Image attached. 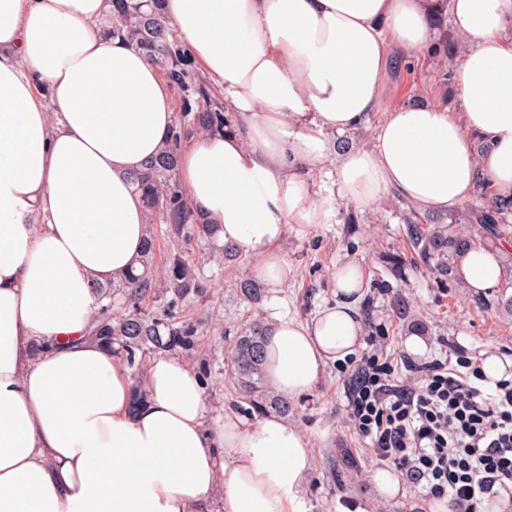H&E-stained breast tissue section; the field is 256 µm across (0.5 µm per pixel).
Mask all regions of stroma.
<instances>
[{"mask_svg": "<svg viewBox=\"0 0 512 512\" xmlns=\"http://www.w3.org/2000/svg\"><path fill=\"white\" fill-rule=\"evenodd\" d=\"M406 59L412 62V69L393 71L368 124L345 135L331 133L332 142L345 138L350 149L370 148L388 112L415 100L447 106L453 116H460L463 104L451 94L452 82L443 78L428 46L411 50ZM310 201L323 212V222L303 228L289 225L280 246L288 272L280 281L263 282L266 293L257 305L242 300L237 283L244 277L259 278L258 258L248 255L240 267L224 269L212 260L210 249L194 251L204 276L217 281L207 297L188 308L199 324L202 359H207L213 379L205 387L207 427L216 426L225 414L235 411L230 388L222 380L242 312L250 311L267 326L281 318L312 320L320 310L335 304L334 274L343 262H360L364 296L371 301L370 306H359L360 318L389 326L386 351L392 357L406 354L405 341L412 335L424 340L422 357L426 360L440 356L444 339L457 341L478 356L492 347L512 350V314L496 308L476 313L477 290L441 287L430 270L414 266L401 235L403 224L395 195L385 194L369 205L343 198L336 185V160L331 157L310 178ZM350 211L357 214V223H346ZM401 298L407 303L402 317L395 307ZM292 404L287 421L300 431L313 456V469L302 489L308 512H338L339 499L345 495L357 500V512H439L436 501L422 499L407 482H400L393 496L375 488L373 476L383 465L345 417L344 379L338 364H328L317 385L293 398Z\"/></svg>", "mask_w": 512, "mask_h": 512, "instance_id": "35a3bbf8", "label": "stroma"}]
</instances>
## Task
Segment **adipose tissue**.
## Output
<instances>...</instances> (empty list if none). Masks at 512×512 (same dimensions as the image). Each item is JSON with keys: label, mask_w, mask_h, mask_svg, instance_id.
<instances>
[{"label": "adipose tissue", "mask_w": 512, "mask_h": 512, "mask_svg": "<svg viewBox=\"0 0 512 512\" xmlns=\"http://www.w3.org/2000/svg\"><path fill=\"white\" fill-rule=\"evenodd\" d=\"M437 0H165L176 39L241 123L194 140L180 181L217 241L281 277L289 225L320 223L309 177L336 159L343 197L393 193L428 213L470 198L478 173L512 196V0H448L469 49L452 81L464 111L390 112L370 148L337 155L327 134L363 127L390 68L434 36ZM107 0H0V512H307L304 437L284 418L205 426L201 378L149 367L150 399L111 349L86 340L92 283L130 267L146 207L130 175L174 121L173 89L124 38L98 27ZM487 147L476 156L475 144ZM459 276L502 277L496 249ZM334 306L279 320L264 349L281 393L310 391L362 340L361 265L336 270Z\"/></svg>", "instance_id": "1"}]
</instances>
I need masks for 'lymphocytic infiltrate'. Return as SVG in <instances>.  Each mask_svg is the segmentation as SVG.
<instances>
[{
    "label": "lymphocytic infiltrate",
    "mask_w": 512,
    "mask_h": 512,
    "mask_svg": "<svg viewBox=\"0 0 512 512\" xmlns=\"http://www.w3.org/2000/svg\"><path fill=\"white\" fill-rule=\"evenodd\" d=\"M388 338L385 323H371L366 351L343 368L353 429L380 462L425 497L448 500L452 512L512 503V377L487 393L468 348L396 362L383 352Z\"/></svg>",
    "instance_id": "f902f5d3"
}]
</instances>
